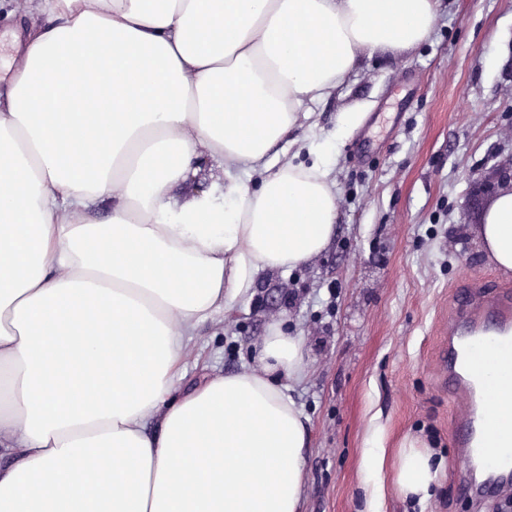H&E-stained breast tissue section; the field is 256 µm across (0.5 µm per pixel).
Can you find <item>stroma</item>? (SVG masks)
Here are the masks:
<instances>
[{
    "label": "stroma",
    "instance_id": "1",
    "mask_svg": "<svg viewBox=\"0 0 512 512\" xmlns=\"http://www.w3.org/2000/svg\"><path fill=\"white\" fill-rule=\"evenodd\" d=\"M24 0H0V62ZM292 138L329 162L338 219L324 251L258 278L251 296L205 325L191 361L257 366L271 327L300 337L308 370L292 396L310 419L303 512H364L369 451H386L380 512H413L395 470L407 440L440 463L423 512H512V478L462 493L454 424L460 400L440 380L448 321L470 286L485 299L512 272L484 253L464 213L473 186L512 156V0H436L429 36L363 55ZM361 113L357 126L339 116Z\"/></svg>",
    "mask_w": 512,
    "mask_h": 512
}]
</instances>
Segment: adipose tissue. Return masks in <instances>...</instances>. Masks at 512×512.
Returning a JSON list of instances; mask_svg holds the SVG:
<instances>
[{
    "label": "adipose tissue",
    "mask_w": 512,
    "mask_h": 512,
    "mask_svg": "<svg viewBox=\"0 0 512 512\" xmlns=\"http://www.w3.org/2000/svg\"><path fill=\"white\" fill-rule=\"evenodd\" d=\"M434 6L27 0L0 79V512H301L300 340L272 329L262 371L191 386L184 359L261 273L327 246L326 169L269 153L362 52L422 42ZM477 236L512 272V186ZM436 473L404 445L405 497Z\"/></svg>",
    "instance_id": "ef3b65f1"
}]
</instances>
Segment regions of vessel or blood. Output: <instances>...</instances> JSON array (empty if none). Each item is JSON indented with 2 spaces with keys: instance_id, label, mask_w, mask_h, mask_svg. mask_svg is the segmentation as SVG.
<instances>
[{
  "instance_id": "obj_1",
  "label": "vessel or blood",
  "mask_w": 512,
  "mask_h": 512,
  "mask_svg": "<svg viewBox=\"0 0 512 512\" xmlns=\"http://www.w3.org/2000/svg\"><path fill=\"white\" fill-rule=\"evenodd\" d=\"M449 389L478 393L477 407L456 424L459 462L482 461L496 472L512 432L497 427V407L512 396V296L491 301L468 299L448 325V348L443 359Z\"/></svg>"
}]
</instances>
